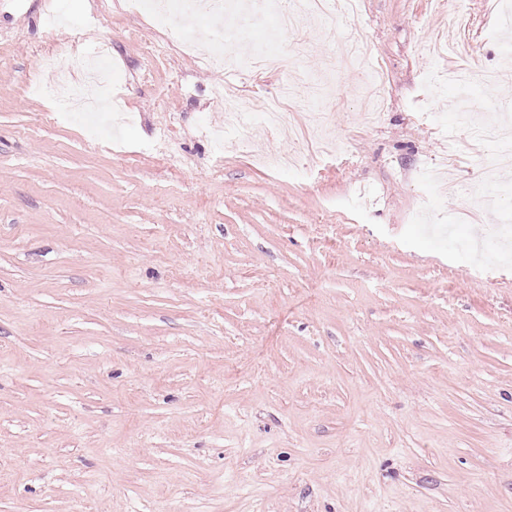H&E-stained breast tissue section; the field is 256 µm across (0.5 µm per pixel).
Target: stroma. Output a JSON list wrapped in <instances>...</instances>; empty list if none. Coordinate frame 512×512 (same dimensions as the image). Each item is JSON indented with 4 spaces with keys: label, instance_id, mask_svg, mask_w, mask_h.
I'll list each match as a JSON object with an SVG mask.
<instances>
[{
    "label": "stroma",
    "instance_id": "1",
    "mask_svg": "<svg viewBox=\"0 0 512 512\" xmlns=\"http://www.w3.org/2000/svg\"><path fill=\"white\" fill-rule=\"evenodd\" d=\"M494 2L269 15L231 74L125 0H0V512H512V239L469 192L497 150L429 51L511 61ZM60 42L69 78L103 43L122 73L97 124L29 89ZM286 82L292 130L218 151L221 100Z\"/></svg>",
    "mask_w": 512,
    "mask_h": 512
}]
</instances>
